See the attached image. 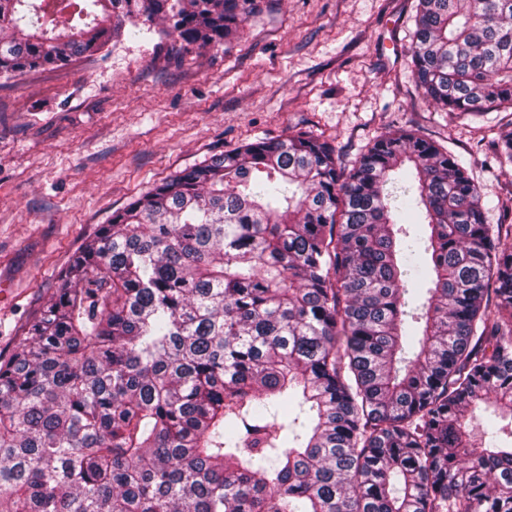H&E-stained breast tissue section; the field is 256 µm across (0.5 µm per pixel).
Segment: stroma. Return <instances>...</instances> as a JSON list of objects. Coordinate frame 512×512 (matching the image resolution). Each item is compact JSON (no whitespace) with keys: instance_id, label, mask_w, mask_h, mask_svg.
Wrapping results in <instances>:
<instances>
[{"instance_id":"stroma-1","label":"stroma","mask_w":512,"mask_h":512,"mask_svg":"<svg viewBox=\"0 0 512 512\" xmlns=\"http://www.w3.org/2000/svg\"><path fill=\"white\" fill-rule=\"evenodd\" d=\"M231 50L136 35L60 68L0 78V351L24 337L71 257L130 202L211 156L310 131L343 164L412 126L463 162L489 221L512 165L487 143L512 108L461 120L411 69L419 0H256Z\"/></svg>"}]
</instances>
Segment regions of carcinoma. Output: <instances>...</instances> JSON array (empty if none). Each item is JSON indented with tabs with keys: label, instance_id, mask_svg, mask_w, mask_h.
I'll return each mask as SVG.
<instances>
[{
	"label": "carcinoma",
	"instance_id": "cac0c4a2",
	"mask_svg": "<svg viewBox=\"0 0 512 512\" xmlns=\"http://www.w3.org/2000/svg\"><path fill=\"white\" fill-rule=\"evenodd\" d=\"M253 2L0 0V77L141 22L228 48ZM410 58L461 119L512 106V0H419ZM0 512H512V224L411 127L180 173L0 354Z\"/></svg>",
	"mask_w": 512,
	"mask_h": 512
}]
</instances>
